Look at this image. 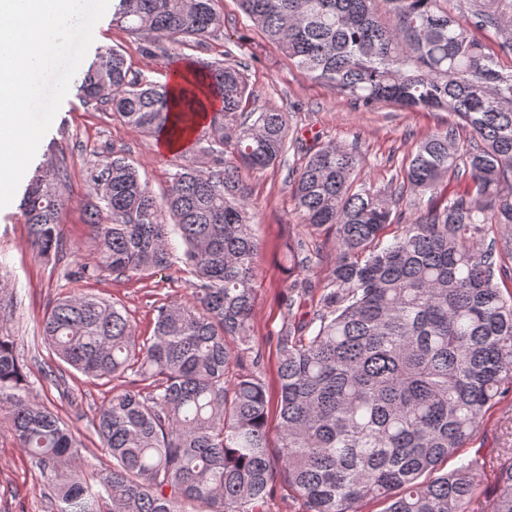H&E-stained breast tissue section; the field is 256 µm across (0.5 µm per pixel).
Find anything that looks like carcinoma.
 Instances as JSON below:
<instances>
[{"label": "carcinoma", "mask_w": 512, "mask_h": 512, "mask_svg": "<svg viewBox=\"0 0 512 512\" xmlns=\"http://www.w3.org/2000/svg\"><path fill=\"white\" fill-rule=\"evenodd\" d=\"M239 0L248 19L312 77L363 107L391 103L446 110L469 130L427 133L386 188L359 183L357 144L307 149L291 172L307 233L336 241V263L312 283L306 237L288 243V289L319 288L305 318L288 302L277 336L278 458L270 454L267 397L254 372L229 378L248 345L259 242L243 181L281 163L289 113L245 111L240 62L192 60L177 98L169 85L130 76L107 49L83 75L87 103L155 137L194 129L204 96L221 103L195 138L193 159L156 197L122 155L93 168L105 210L88 214L103 270L152 275L169 265V238L184 244L192 301L158 309L140 343L123 308L94 295L59 299L42 335L57 358L93 380L135 376L97 411L92 427L112 457L94 483L73 468L82 442L31 399L16 342L0 334V415L19 448L50 472L56 512H258L282 468L307 512H471L485 476L479 459L440 465L467 447L490 410L512 394V289L497 274L512 260V71L475 32L494 30L512 55V0ZM113 21L135 37L200 46L224 25L218 0H116ZM232 157L224 158V147ZM60 172L34 178L21 206L37 253L62 246ZM461 190L400 223L410 197ZM398 222L390 240L386 229ZM492 512H512V463L493 474Z\"/></svg>", "instance_id": "1"}]
</instances>
